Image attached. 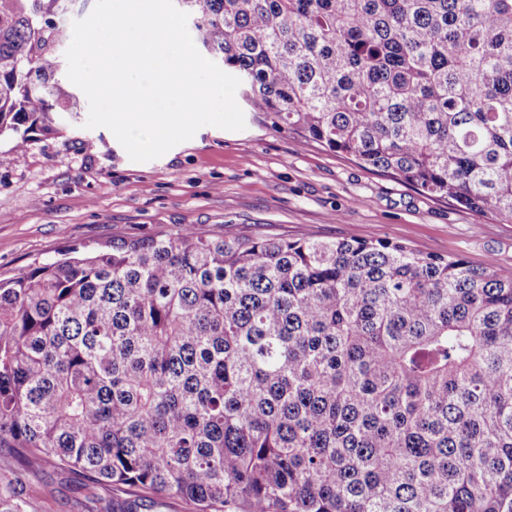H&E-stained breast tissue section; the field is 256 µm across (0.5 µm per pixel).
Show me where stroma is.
<instances>
[{
    "label": "stroma",
    "instance_id": "obj_1",
    "mask_svg": "<svg viewBox=\"0 0 512 512\" xmlns=\"http://www.w3.org/2000/svg\"><path fill=\"white\" fill-rule=\"evenodd\" d=\"M244 130L204 127L148 161L107 128L0 143V279L68 246L193 228L206 233L392 239L424 253L512 268V223L450 205L245 112ZM94 149L83 146L84 137ZM45 512H78L72 474L46 465Z\"/></svg>",
    "mask_w": 512,
    "mask_h": 512
}]
</instances>
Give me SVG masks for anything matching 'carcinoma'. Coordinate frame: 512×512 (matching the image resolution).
I'll return each instance as SVG.
<instances>
[{
	"label": "carcinoma",
	"mask_w": 512,
	"mask_h": 512,
	"mask_svg": "<svg viewBox=\"0 0 512 512\" xmlns=\"http://www.w3.org/2000/svg\"><path fill=\"white\" fill-rule=\"evenodd\" d=\"M75 0H0V138L76 111ZM255 112L512 223V0H175ZM512 512V272L181 230L0 281V512ZM135 500L115 498L116 493ZM46 485L43 492V510L48 512H78L83 496L74 490V475L62 472L51 464L41 475Z\"/></svg>",
	"instance_id": "1"
}]
</instances>
